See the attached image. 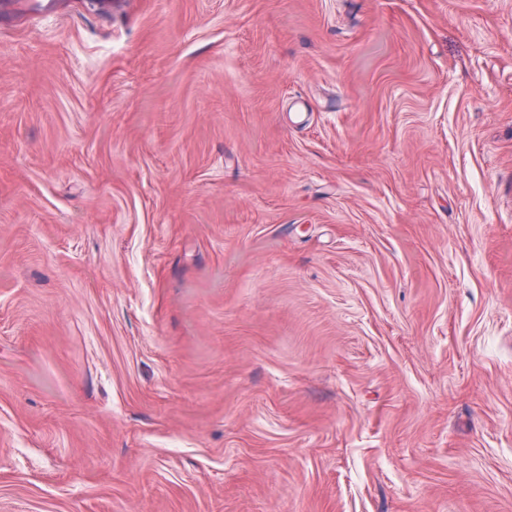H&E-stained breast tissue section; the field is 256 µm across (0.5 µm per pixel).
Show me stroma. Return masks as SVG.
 <instances>
[{"label":"stroma","instance_id":"stroma-1","mask_svg":"<svg viewBox=\"0 0 512 512\" xmlns=\"http://www.w3.org/2000/svg\"><path fill=\"white\" fill-rule=\"evenodd\" d=\"M0 512H512V0L0 22Z\"/></svg>","mask_w":512,"mask_h":512}]
</instances>
